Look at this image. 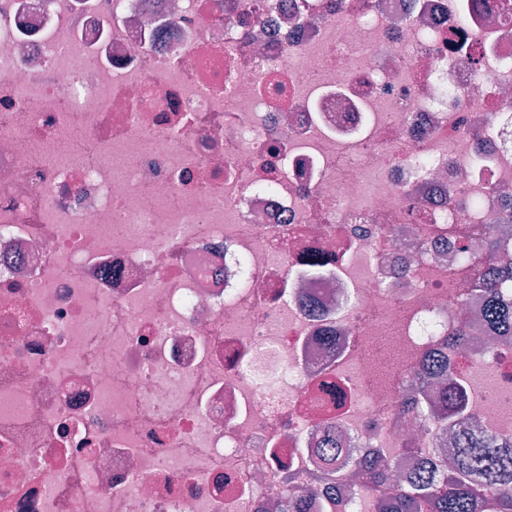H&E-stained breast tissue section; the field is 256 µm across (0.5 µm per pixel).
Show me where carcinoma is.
<instances>
[{"mask_svg": "<svg viewBox=\"0 0 512 512\" xmlns=\"http://www.w3.org/2000/svg\"><path fill=\"white\" fill-rule=\"evenodd\" d=\"M488 271L478 276L488 297L487 322L497 335H512V265L502 261L509 256V239L485 233ZM414 414L421 418L436 413L454 420L468 418L462 381L431 395L414 400ZM327 473L340 469L339 448L321 445L316 449ZM455 467L447 474L443 462L430 460L406 478L382 512H512V440L480 437L470 432L455 436ZM364 475L365 494L379 491L387 478L389 465L383 459L365 457L354 461Z\"/></svg>", "mask_w": 512, "mask_h": 512, "instance_id": "carcinoma-1", "label": "carcinoma"}]
</instances>
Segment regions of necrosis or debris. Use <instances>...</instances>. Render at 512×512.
Returning a JSON list of instances; mask_svg holds the SVG:
<instances>
[{
  "label": "necrosis or debris",
  "mask_w": 512,
  "mask_h": 512,
  "mask_svg": "<svg viewBox=\"0 0 512 512\" xmlns=\"http://www.w3.org/2000/svg\"><path fill=\"white\" fill-rule=\"evenodd\" d=\"M506 188L502 0H0V512H325L333 435L375 512L352 459L453 460L436 354L512 437ZM484 250L490 271L480 273L478 280L488 297L487 322L495 327L498 336H511L512 265L501 260L509 256V239L486 232Z\"/></svg>",
  "instance_id": "1"
}]
</instances>
